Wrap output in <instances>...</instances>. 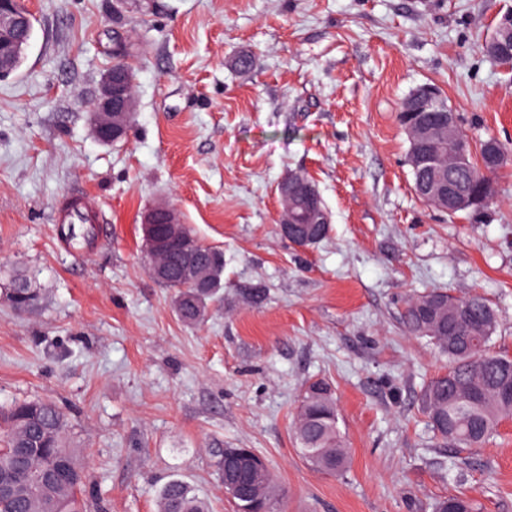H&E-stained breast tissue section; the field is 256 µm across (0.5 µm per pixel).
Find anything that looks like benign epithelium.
Listing matches in <instances>:
<instances>
[{"label":"benign epithelium","mask_w":512,"mask_h":512,"mask_svg":"<svg viewBox=\"0 0 512 512\" xmlns=\"http://www.w3.org/2000/svg\"><path fill=\"white\" fill-rule=\"evenodd\" d=\"M25 11L23 0H0V77L12 71L26 47ZM134 88L135 76L127 66H114L104 74L91 109V124L99 141L112 143L129 135L136 106ZM437 95V90L431 86L416 89L405 106V112L413 114V119L404 121L403 126L408 138L416 144L436 140L456 143V162L463 167L468 162L467 146L462 140L459 123L436 125L428 118L434 112ZM412 166L421 173L417 196L431 208L447 212L469 201L458 174L441 167L436 154L417 151ZM298 180L299 174H291L278 187L281 201L279 231L291 242L297 238H311L317 225L330 223L327 211L314 203L317 190L311 183L307 184L303 196V213L292 212L284 188ZM142 224L145 249L150 256L155 257L168 249V241L154 235L157 224L166 225L168 235L181 239L183 247H188V241L182 238L183 223L171 207L165 204L151 207L144 213ZM148 271L158 282H166L173 276L188 285L197 282L196 266L187 262L173 267L153 261Z\"/></svg>","instance_id":"obj_1"}]
</instances>
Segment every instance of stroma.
Listing matches in <instances>:
<instances>
[{
    "label": "stroma",
    "instance_id": "1",
    "mask_svg": "<svg viewBox=\"0 0 512 512\" xmlns=\"http://www.w3.org/2000/svg\"><path fill=\"white\" fill-rule=\"evenodd\" d=\"M34 36L0 80V406L68 415L90 476L88 512H158L186 481L233 512L224 448L266 461L281 512H431L464 494L512 512V419L480 448L438 443L421 394L448 360L406 333L407 297L483 295L495 351L512 356V159L481 220L414 193L401 103L432 85L475 143L512 144V67L483 47L512 0H25ZM244 54L251 69L236 66ZM124 61L136 80L127 140L105 145L90 107ZM309 175L323 243L278 232V186ZM106 216L90 240L59 231L61 201ZM166 202L224 252L204 320L148 273L142 216ZM41 295L18 312L13 275ZM335 391L349 451L328 475L302 456L306 385Z\"/></svg>",
    "mask_w": 512,
    "mask_h": 512
}]
</instances>
